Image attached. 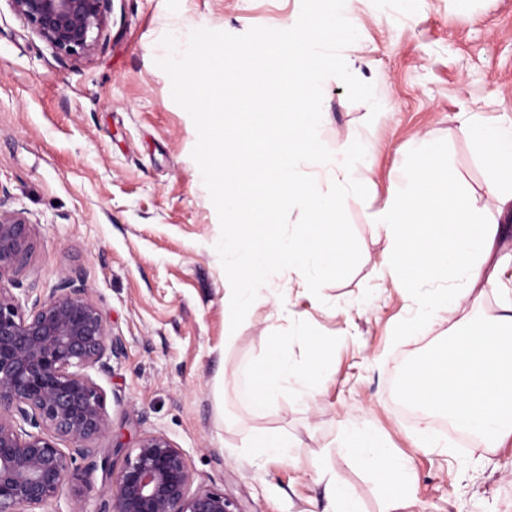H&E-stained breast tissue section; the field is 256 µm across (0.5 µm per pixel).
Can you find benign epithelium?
Listing matches in <instances>:
<instances>
[{"label": "benign epithelium", "mask_w": 512, "mask_h": 512, "mask_svg": "<svg viewBox=\"0 0 512 512\" xmlns=\"http://www.w3.org/2000/svg\"><path fill=\"white\" fill-rule=\"evenodd\" d=\"M60 58L97 52L112 0H9ZM31 224L0 196V512H38L64 487L111 463L92 443L108 431L106 396L90 375L122 349L80 274L32 303L1 286L26 265ZM68 443L70 452L59 447ZM112 471L99 512H242L224 492L196 483L183 451L162 434L141 437ZM88 461L81 469L76 458Z\"/></svg>", "instance_id": "obj_1"}]
</instances>
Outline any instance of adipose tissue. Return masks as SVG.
Masks as SVG:
<instances>
[{
  "mask_svg": "<svg viewBox=\"0 0 512 512\" xmlns=\"http://www.w3.org/2000/svg\"><path fill=\"white\" fill-rule=\"evenodd\" d=\"M474 140L496 174L494 184L500 191L501 202H512V124L475 128ZM235 383L239 394L247 399L286 388L307 399L314 390L311 375L284 351L279 352L276 368L268 377H261L256 366L248 365L238 371ZM345 435V453L358 457L394 497L407 492L411 471L406 459L377 446L369 434L358 428H347Z\"/></svg>",
  "mask_w": 512,
  "mask_h": 512,
  "instance_id": "ef3b65f1",
  "label": "adipose tissue"
}]
</instances>
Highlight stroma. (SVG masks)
Instances as JSON below:
<instances>
[{"mask_svg": "<svg viewBox=\"0 0 512 512\" xmlns=\"http://www.w3.org/2000/svg\"><path fill=\"white\" fill-rule=\"evenodd\" d=\"M300 8L301 0H113L99 50L60 59L0 0V192L32 223L17 286L45 295L80 273L121 339L108 369L92 374L109 422L94 446L114 463L122 458L113 439L132 447L162 434L199 483L243 512H323L331 482L354 512H386L387 490L341 449L349 424L409 459L411 489L399 512H512V442L462 449L446 435L442 447H420L432 422H407L393 390L407 359L477 316L497 320L508 297L478 282L460 308L438 311L393 343L415 304L390 277L376 223L417 134L446 141L471 205L499 220L490 169L461 116L512 121V0H352L358 39L343 56L386 106L371 115L326 79L319 138L331 150L349 137L365 146L368 196L345 201L360 262L317 297L298 270L273 274L267 286L278 306L249 310L230 341L220 222L191 157L197 131L156 61L167 54L164 35L279 29ZM302 333L327 344L323 359L296 342ZM283 345L297 362L318 365L313 397L280 390L261 403L243 398L238 370L272 364ZM262 434L287 438L289 457L266 460L250 445ZM89 480L83 497L63 490L44 512H98L111 480L99 469Z\"/></svg>", "mask_w": 512, "mask_h": 512, "instance_id": "35a3bbf8", "label": "stroma"}]
</instances>
